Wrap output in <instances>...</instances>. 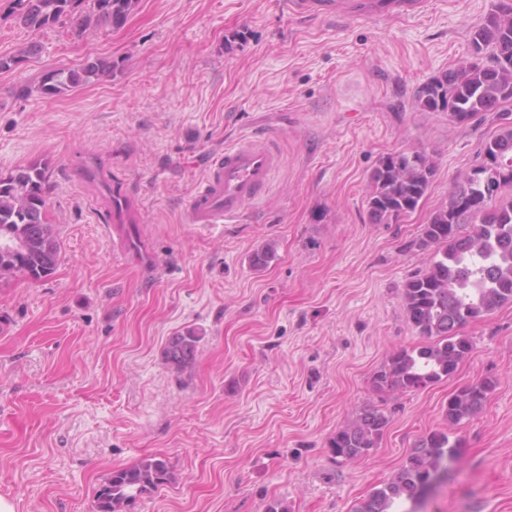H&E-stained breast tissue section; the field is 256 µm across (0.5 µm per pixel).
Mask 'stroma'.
I'll list each match as a JSON object with an SVG mask.
<instances>
[{
	"instance_id": "obj_1",
	"label": "stroma",
	"mask_w": 512,
	"mask_h": 512,
	"mask_svg": "<svg viewBox=\"0 0 512 512\" xmlns=\"http://www.w3.org/2000/svg\"><path fill=\"white\" fill-rule=\"evenodd\" d=\"M138 0L119 28L25 27L0 0V175L49 165L46 221L60 246L43 280L0 278V496L16 512H93L113 469L146 455L175 479L131 512H353L423 435L464 453L422 512H512V303L463 333L473 350L448 379L378 393L374 374L423 344L403 286L431 252L409 249L481 160L492 126L424 112L415 89L470 54L495 0ZM96 59L111 76L46 96L52 69ZM281 156L240 222L187 221L207 162L247 134ZM419 150L438 171L416 211L373 224L381 157ZM274 244L266 268L251 255ZM198 332L192 367L164 361ZM491 379L483 411L445 418L461 386ZM390 423L377 448L334 463L328 443L367 405ZM201 339L193 330L171 336L164 349V359L169 368L181 373L191 367L195 362Z\"/></svg>"
}]
</instances>
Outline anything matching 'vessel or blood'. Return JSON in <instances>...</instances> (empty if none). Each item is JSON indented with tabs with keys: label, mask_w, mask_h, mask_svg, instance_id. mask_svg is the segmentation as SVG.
Wrapping results in <instances>:
<instances>
[{
	"label": "vessel or blood",
	"mask_w": 512,
	"mask_h": 512,
	"mask_svg": "<svg viewBox=\"0 0 512 512\" xmlns=\"http://www.w3.org/2000/svg\"><path fill=\"white\" fill-rule=\"evenodd\" d=\"M279 164L269 138L246 136L226 145L189 200V223L212 228L235 222L246 203L261 198Z\"/></svg>",
	"instance_id": "obj_1"
}]
</instances>
